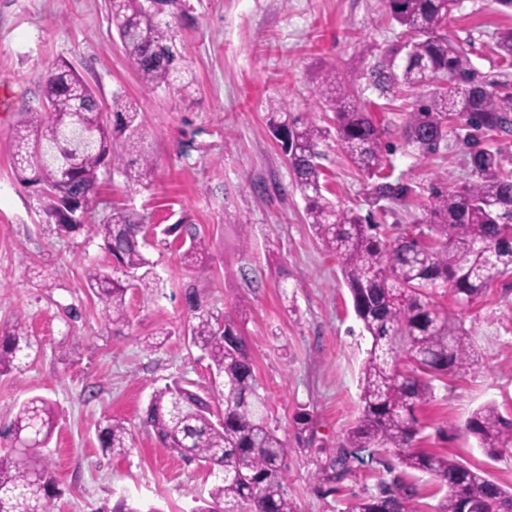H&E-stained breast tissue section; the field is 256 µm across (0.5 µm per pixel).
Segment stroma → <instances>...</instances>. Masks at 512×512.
Here are the masks:
<instances>
[{"label": "stroma", "instance_id": "35a3bbf8", "mask_svg": "<svg viewBox=\"0 0 512 512\" xmlns=\"http://www.w3.org/2000/svg\"><path fill=\"white\" fill-rule=\"evenodd\" d=\"M180 36L189 46L195 93L145 89L108 22V0H0V89L11 102L0 111V324L22 318L32 344L26 366L0 376V406L32 395L55 404L57 426L48 453L60 495L55 512H113L120 501L139 512H192L215 482L209 468L159 449L139 417L155 389L172 382L205 397L218 384L209 361L188 336L186 294L195 291L214 315H240L269 417L286 438L285 490L297 512H345L354 498L377 493L398 460L392 450L359 452L354 471L327 480L324 464L360 416L359 376L369 340L360 333L335 256L305 219L281 148L268 126V104L287 100L290 112L329 122L316 95L323 65L355 76L359 99L386 129L392 179L426 195L447 176L471 178L468 148L456 136L423 157L400 134L403 100L369 88L380 53L363 41L395 42L385 0H191ZM512 14L494 0H457L449 36L466 42L473 64L512 84V65L490 47ZM75 67L110 104L114 91L136 99L144 115V146L156 169L150 187L104 175L93 218L112 203L150 216L152 223L194 226L210 243L206 272L188 270L173 247L147 254L157 289L127 295L132 325L125 335L105 327L96 298L84 286V263L110 264L101 237L50 233L36 194L13 169L10 133L39 107L42 79L56 65ZM321 163L333 199L369 213L370 183L334 142ZM480 352L474 370L436 382L419 407V448L467 461L512 489V449L488 459L462 427L493 401L512 416V275L496 282L463 312ZM311 418L309 445L295 439L298 411ZM131 426L129 453L103 451V418Z\"/></svg>", "mask_w": 512, "mask_h": 512}]
</instances>
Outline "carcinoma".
<instances>
[{"label":"carcinoma","instance_id":"obj_1","mask_svg":"<svg viewBox=\"0 0 512 512\" xmlns=\"http://www.w3.org/2000/svg\"><path fill=\"white\" fill-rule=\"evenodd\" d=\"M109 0V20L131 67L149 90L176 88L190 93L182 78L188 47L176 28L188 18V0ZM456 0H387L391 23L401 36L385 50V62L369 82L380 93L406 88L419 95L406 112L402 136L420 154L436 152L456 120L467 130L473 179L451 185L444 178L419 203L414 233L367 223V218L325 195L321 146L332 138L349 164L376 180L371 204L404 201L415 190L383 175L388 145L384 129L357 102L355 84L330 67L316 95L333 124L323 127L291 116L285 104L270 105V124L305 202L306 222L340 262L353 310L370 348L360 376L361 415L344 448L332 453L327 479L350 471L351 448H395L403 470L427 473L447 488L435 512H463L469 499L485 512H512V491L469 465L412 450L421 433L415 408L432 397L433 381L465 373L479 361L477 346L454 310L430 301L429 290L446 288L456 307L470 306L499 277L512 272V155L484 145L477 134L512 128V91L473 65L469 50L448 37L446 22ZM496 53L512 60V30L498 35ZM140 106L121 92L104 110L96 92L72 67L52 69L43 81V105L29 111L13 130L14 172L38 189L48 224L60 235L94 229L112 256V270L90 262L85 287L101 305L115 336L130 326L126 296L158 284L147 256V217L114 203L102 224L88 223L100 176L110 171L127 184L149 182L154 162L144 149ZM161 242H179L185 266L204 270L209 242L181 222L161 230ZM191 342L210 360L221 379L213 406L178 382L155 390L143 425L161 448L187 462L219 472L217 482L193 512H296L285 493L288 440L271 427L241 324L219 318L199 302L191 304ZM30 347L25 322L0 325V374L19 368ZM9 423L0 449V512H53L59 496L48 447L55 410L34 395L4 411ZM101 446L115 454L133 447L124 421L105 418ZM464 432L495 460L512 448V418L495 403L469 417ZM414 487L397 475L378 493L355 499L347 512H413Z\"/></svg>","mask_w":512,"mask_h":512}]
</instances>
